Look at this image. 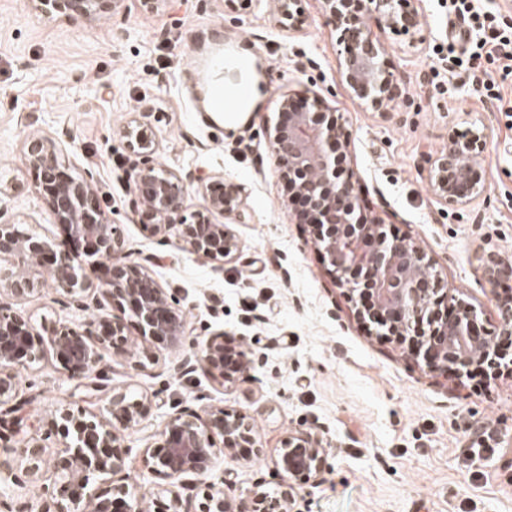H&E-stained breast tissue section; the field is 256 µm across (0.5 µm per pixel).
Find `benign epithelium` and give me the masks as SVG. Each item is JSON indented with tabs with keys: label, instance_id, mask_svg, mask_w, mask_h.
<instances>
[{
	"label": "benign epithelium",
	"instance_id": "1",
	"mask_svg": "<svg viewBox=\"0 0 512 512\" xmlns=\"http://www.w3.org/2000/svg\"><path fill=\"white\" fill-rule=\"evenodd\" d=\"M31 2L45 17L64 13L97 21L116 13L125 0ZM297 2L278 0L272 16L275 27L286 35L306 24ZM401 3L323 0L327 23L337 36L340 81L360 103L382 115L399 96V87L385 64V44L371 26L381 32L401 29L421 35L420 12L404 9ZM124 137L136 183L131 209L139 223L157 236H175L182 250L191 255L220 264L235 260L239 242L215 217L245 219L244 188L233 181L216 182L159 165L154 158L156 141L142 120L126 127ZM266 138L278 161V177L286 191L283 207L291 223L309 231L329 274L347 290L358 319L408 344V354L431 371L449 372L461 379L485 361L495 370L512 366V360L501 363L494 357L496 342L512 339V303L497 304L500 332L496 336L483 332L478 313L453 292L446 293L448 305H443L439 293L444 285L427 253L405 237L389 235L379 218L365 212L351 181L341 178L350 134L344 124L324 112V101L316 93L302 98L281 96ZM58 145L54 139L32 136L25 149L36 191L52 223L61 227L62 236L25 232L0 213V425L8 416L12 426L21 425L22 419L14 416L25 403L19 398V367L38 361L42 353L33 325L16 311L13 302L48 285L60 297L85 308L107 297L119 310L117 315L96 317L81 329L61 326L49 335L54 355L72 378L92 379L102 354L109 350L145 367L152 355L145 344L130 345V322L146 341L165 340L181 347L188 335L185 314L152 275V260L130 258L92 180L70 172L60 160ZM484 146L481 130L466 135L451 130L448 147L428 158V186L441 203L461 207L483 196L486 172L479 158ZM195 184L205 190L206 205L189 215L187 198ZM88 257L108 261L109 276L99 285L88 275ZM483 271L491 282L512 279V263L494 253L486 255ZM248 359L245 345L230 348L224 334L215 333L200 347L183 350L176 370L192 372L200 366L226 383L241 374L239 364ZM151 406L146 396L135 399L117 391L109 401L107 422L62 413L72 424L73 445L51 456L38 443L25 446L26 475L38 480L49 470L65 489L82 490L56 512H87L89 508L92 512H151L150 500L128 496L122 485L89 488L90 477L96 473L129 477L130 449L122 445L111 422L124 429L136 427ZM217 435L227 452L258 447L249 418L224 408L172 413L161 431L162 445L143 449L146 465L169 486L172 498L167 512H190L186 477L207 469L216 456ZM16 462L13 447L0 444V483L15 476ZM274 463L281 477L279 490H256L239 512H297L301 484L316 485L323 479L327 450L318 433L294 430L276 449ZM200 512H231L224 491L214 489Z\"/></svg>",
	"mask_w": 512,
	"mask_h": 512
}]
</instances>
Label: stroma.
Listing matches in <instances>:
<instances>
[{
    "label": "stroma",
    "mask_w": 512,
    "mask_h": 512,
    "mask_svg": "<svg viewBox=\"0 0 512 512\" xmlns=\"http://www.w3.org/2000/svg\"><path fill=\"white\" fill-rule=\"evenodd\" d=\"M411 3L423 14V40L387 31V62L402 95L384 117L339 81L336 36L322 0H300L306 24L291 37L274 28L269 0H238L231 11L224 0H173L159 12L126 0L96 23L44 17L30 0H0V172L14 180L0 195V213L23 230L60 235L27 171L25 140L67 132L62 160L76 175H92L130 257H158L154 275L178 296L191 342L220 332L252 349L249 371L226 383L201 368L175 374L180 351L163 341H150L154 360L139 369L107 352L95 391L76 387L45 354L19 370L30 403L11 446L36 441L47 453L63 450L62 411L106 417L112 392L120 390L155 399L122 438L137 460L126 488L160 504L166 485L141 463L142 448L160 443L170 413L226 407L253 421L262 455L249 462L220 452L208 471L189 476L195 502L221 476L233 503L248 500L259 484L277 490L276 448L288 430L311 427L327 450V470L305 495V512H512V375L426 372L359 322L308 233L290 223L265 137L282 93L316 91L350 131L347 168L362 198L393 233L422 247L485 330L495 331V302L512 292V282L489 283L480 257L494 252L512 260V71L481 58L502 92L501 102H481L474 86L435 56L452 36L457 49L471 45L459 38L463 25L449 15L448 0ZM216 24L228 48L252 60L244 76L262 84L257 107L234 130L212 113L192 111L207 92L180 75L192 34ZM302 59L309 68L298 69ZM141 117L154 131L160 164L244 185L247 220H226L240 260L218 265L190 255L176 237L152 235L133 218L123 129ZM471 126L485 135L486 191L469 206H447L428 190L425 160L447 147L449 130ZM15 307L43 335L113 312L108 298L91 312L49 287ZM51 484L24 475L0 485V501L11 512H41Z\"/></svg>",
    "instance_id": "35a3bbf8"
}]
</instances>
